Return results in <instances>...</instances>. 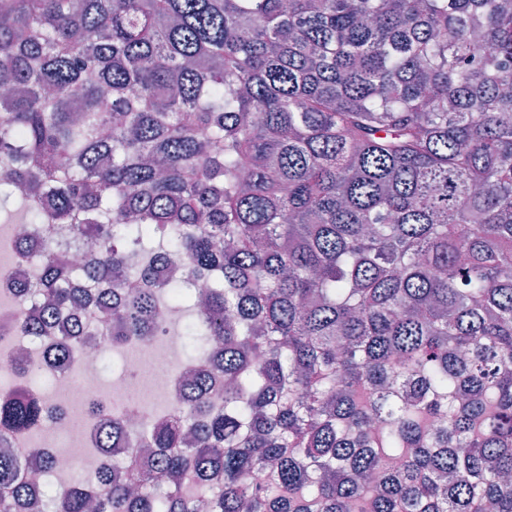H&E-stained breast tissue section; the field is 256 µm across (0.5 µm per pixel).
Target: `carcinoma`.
I'll return each mask as SVG.
<instances>
[{"label":"carcinoma","mask_w":512,"mask_h":512,"mask_svg":"<svg viewBox=\"0 0 512 512\" xmlns=\"http://www.w3.org/2000/svg\"><path fill=\"white\" fill-rule=\"evenodd\" d=\"M0 170V340L66 373L93 311L122 347L186 300L217 343L138 436L89 405L126 482L53 512H512V0H0ZM23 227L18 224H9L0 231V315L8 317L13 313V306L8 302L13 300L14 290L10 288L18 278H25L28 271L24 266H20L13 262L10 257L15 254V235Z\"/></svg>","instance_id":"1"}]
</instances>
